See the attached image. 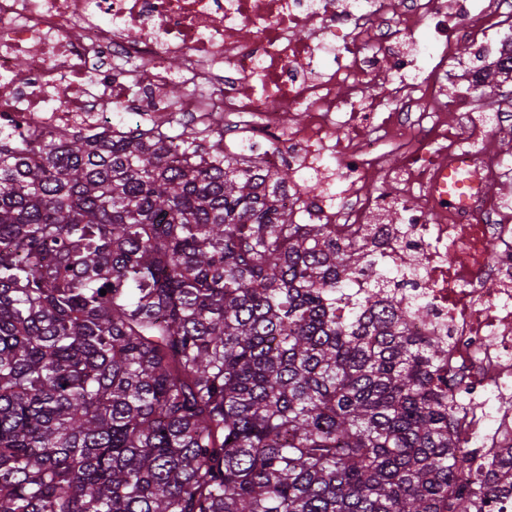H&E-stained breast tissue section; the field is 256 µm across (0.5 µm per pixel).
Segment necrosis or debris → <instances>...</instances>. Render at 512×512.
Instances as JSON below:
<instances>
[{
    "label": "necrosis or debris",
    "mask_w": 512,
    "mask_h": 512,
    "mask_svg": "<svg viewBox=\"0 0 512 512\" xmlns=\"http://www.w3.org/2000/svg\"><path fill=\"white\" fill-rule=\"evenodd\" d=\"M512 0H0V125L63 138L118 127L141 107L154 127L186 119L228 150L301 182L335 163L336 183L280 203L308 224L373 225L387 268L419 259L405 300L428 310L413 335L448 347L440 373L459 404L454 435L484 460L512 445V99L489 111L444 91L455 45L477 42L512 69L499 17ZM184 60L180 72L167 65ZM389 85L373 99L369 80ZM191 86L170 104L172 83ZM345 95H337V86ZM456 125H449V114ZM301 115L298 123L290 115ZM404 158L392 165L385 145ZM470 155L478 186L455 204L440 158Z\"/></svg>",
    "instance_id": "necrosis-or-debris-1"
}]
</instances>
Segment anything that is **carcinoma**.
Instances as JSON below:
<instances>
[{"label":"carcinoma","instance_id":"obj_1","mask_svg":"<svg viewBox=\"0 0 512 512\" xmlns=\"http://www.w3.org/2000/svg\"><path fill=\"white\" fill-rule=\"evenodd\" d=\"M293 174L137 126L0 125V512H482L448 348ZM106 294H100V290Z\"/></svg>","mask_w":512,"mask_h":512}]
</instances>
